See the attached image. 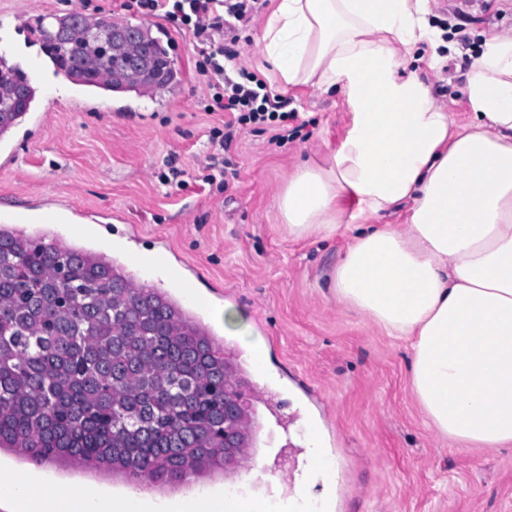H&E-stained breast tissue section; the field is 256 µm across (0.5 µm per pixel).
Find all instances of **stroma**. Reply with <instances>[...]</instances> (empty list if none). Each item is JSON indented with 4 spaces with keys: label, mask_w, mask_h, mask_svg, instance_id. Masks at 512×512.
<instances>
[{
    "label": "stroma",
    "mask_w": 512,
    "mask_h": 512,
    "mask_svg": "<svg viewBox=\"0 0 512 512\" xmlns=\"http://www.w3.org/2000/svg\"><path fill=\"white\" fill-rule=\"evenodd\" d=\"M81 7L80 0H0V56L20 65L36 88L31 112L0 138V227L102 254L137 283L167 291L223 338L226 360L247 380L246 403L260 425L255 456L266 463L263 480L245 481L242 467L205 473L150 499L193 500L239 484L250 494L288 498L312 431L339 462L335 483L315 487L332 512H512V447H451L413 401L406 346L329 294L327 278L348 234L296 240L277 218L275 200L289 173L341 138L349 116L339 96L268 81L310 136L279 147L267 134L241 130L229 151L238 177L218 190L196 174L214 152L210 130L225 115L204 109L209 90L195 72L191 36L146 18L168 44L177 83L107 94L55 75L34 32L37 21ZM430 9L432 24L458 51L437 71L430 48L420 45L406 69L425 77L465 122V73L488 34L512 31V0H430ZM170 159L185 169L187 189L160 182ZM47 208L60 221L41 220ZM227 303L244 310L266 342L265 382L213 315ZM0 466L37 486H92L115 500L130 491L108 473L37 469L12 454L1 455Z\"/></svg>",
    "instance_id": "obj_1"
}]
</instances>
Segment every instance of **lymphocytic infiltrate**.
<instances>
[{
	"label": "lymphocytic infiltrate",
	"instance_id": "1",
	"mask_svg": "<svg viewBox=\"0 0 512 512\" xmlns=\"http://www.w3.org/2000/svg\"><path fill=\"white\" fill-rule=\"evenodd\" d=\"M259 0H118L119 10L132 15L158 16L173 29L190 34L198 59L195 69L205 81L209 95L206 111L229 113L223 127L210 131L212 144L229 150L237 127L255 125L269 131L272 144L281 146L301 134L293 127L290 134L276 129V122L290 119L285 95L266 90L263 80L247 69L230 77L228 62L238 55L237 31L246 26L258 9Z\"/></svg>",
	"mask_w": 512,
	"mask_h": 512
}]
</instances>
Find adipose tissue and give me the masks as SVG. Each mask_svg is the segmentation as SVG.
I'll return each mask as SVG.
<instances>
[{"label":"adipose tissue","mask_w":512,"mask_h":512,"mask_svg":"<svg viewBox=\"0 0 512 512\" xmlns=\"http://www.w3.org/2000/svg\"><path fill=\"white\" fill-rule=\"evenodd\" d=\"M428 0H276L260 27L263 66L284 87L338 94L350 113L320 163L294 168L277 198L295 239L350 241L329 288L348 310L406 341L410 390L429 426L456 448L512 447V34L486 38L463 93L472 112L455 123L430 84L406 73L419 44L442 69L449 56ZM354 201L347 211L345 201ZM408 205L400 224L381 216ZM225 333L264 369L265 342L243 310L215 312ZM290 500L225 488L191 512H320L312 489L335 460L309 437ZM34 497L50 512H143L94 489L32 492L0 468V505Z\"/></svg>","instance_id":"adipose-tissue-1"}]
</instances>
